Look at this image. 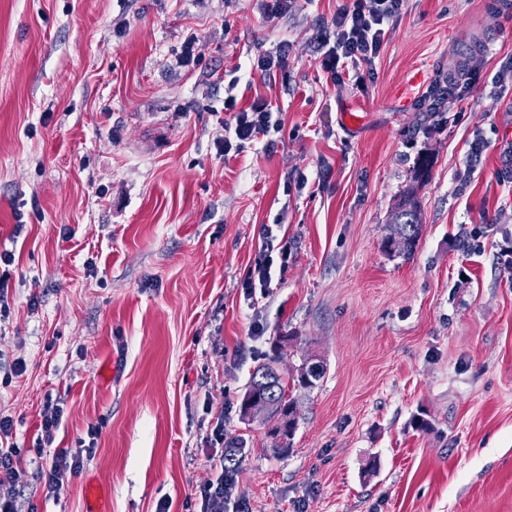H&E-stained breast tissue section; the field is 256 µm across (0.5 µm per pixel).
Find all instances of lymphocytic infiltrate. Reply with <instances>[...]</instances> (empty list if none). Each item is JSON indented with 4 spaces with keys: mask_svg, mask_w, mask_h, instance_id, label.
<instances>
[{
    "mask_svg": "<svg viewBox=\"0 0 512 512\" xmlns=\"http://www.w3.org/2000/svg\"><path fill=\"white\" fill-rule=\"evenodd\" d=\"M403 5L404 0H341L335 14L319 26L314 36L320 66L332 83L343 84L349 75L361 83L373 75L387 31L398 19ZM477 73V67L471 65L457 75L432 82L423 97L426 111H437L442 99L471 90ZM237 84V79H230V92L224 97V139L220 150L227 155L240 154L247 146L271 139L283 127L280 111L264 98L255 99L248 108L238 107L232 93ZM288 258L287 241L277 240L272 226L264 225L258 252L241 281L244 299L251 302L257 293L268 292L274 275L287 272ZM64 406L61 398L45 401L33 447L37 468L32 472L26 467L23 449L11 441L13 417L0 416V512H15L11 491L31 479L42 483L47 497H58L82 471L86 456L94 452L100 434L96 425L89 426L88 442L80 448L56 446Z\"/></svg>",
    "mask_w": 512,
    "mask_h": 512,
    "instance_id": "obj_1",
    "label": "lymphocytic infiltrate"
}]
</instances>
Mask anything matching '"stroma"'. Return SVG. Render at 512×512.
<instances>
[{
  "instance_id": "obj_1",
  "label": "stroma",
  "mask_w": 512,
  "mask_h": 512,
  "mask_svg": "<svg viewBox=\"0 0 512 512\" xmlns=\"http://www.w3.org/2000/svg\"><path fill=\"white\" fill-rule=\"evenodd\" d=\"M336 8L296 0L269 19L257 0H0V251L15 255L0 414L22 448L50 394L65 401L59 447L102 427L60 497L31 483L17 512H85L89 478L112 512H185L214 476L219 421L246 444L225 493L244 512H512V83L496 79L512 9L407 0L374 79L336 86L313 41ZM282 41L287 76L250 78ZM469 60L475 87L438 112L393 104L413 73L429 83ZM233 74L240 104L280 109L274 151L220 153ZM301 173L306 187L285 190ZM407 196L422 217L408 258L384 247ZM275 222L288 272L251 309L239 282ZM279 344L284 378L310 357L325 366L293 392L284 452L272 421L239 412ZM418 413L431 431L411 427Z\"/></svg>"
}]
</instances>
